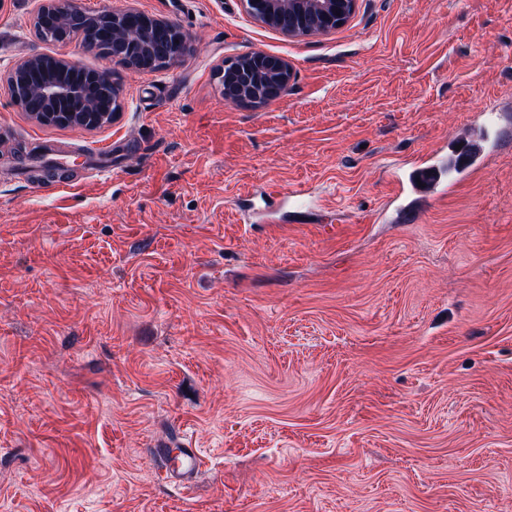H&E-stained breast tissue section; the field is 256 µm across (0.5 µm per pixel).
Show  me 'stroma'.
Instances as JSON below:
<instances>
[{"label":"stroma","instance_id":"35a3bbf8","mask_svg":"<svg viewBox=\"0 0 512 512\" xmlns=\"http://www.w3.org/2000/svg\"><path fill=\"white\" fill-rule=\"evenodd\" d=\"M77 3L192 40L130 72L0 0V512H512V0H358L302 38L241 0ZM255 51L293 82L228 103L217 67ZM36 53L114 69L120 117L31 121L6 79ZM493 100L483 168L388 208ZM45 141L69 178L19 171ZM273 189L316 203L238 211ZM187 435L184 489L150 451Z\"/></svg>","mask_w":512,"mask_h":512}]
</instances>
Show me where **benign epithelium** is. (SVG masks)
I'll return each mask as SVG.
<instances>
[{"instance_id": "benign-epithelium-1", "label": "benign epithelium", "mask_w": 512, "mask_h": 512, "mask_svg": "<svg viewBox=\"0 0 512 512\" xmlns=\"http://www.w3.org/2000/svg\"><path fill=\"white\" fill-rule=\"evenodd\" d=\"M247 11L264 24L281 29L284 16H306L305 29L290 27L289 36H307L343 27L355 14L357 0H243ZM101 11L90 14L73 0H42L36 18L50 26L75 32L85 47L98 51L101 42L112 43V65L142 72L149 59L163 58L164 66L176 63L187 51L190 38L179 26L135 9L110 12V24L102 28ZM31 54L18 61L7 76L8 85L21 87L24 95L12 101L42 125L94 129L115 121L123 111V88L107 70L86 72L76 61ZM294 77L288 60L257 51L237 62L224 77V99L230 103L264 105L279 98ZM97 80L112 89L114 111L103 112L104 100L86 85Z\"/></svg>"}]
</instances>
